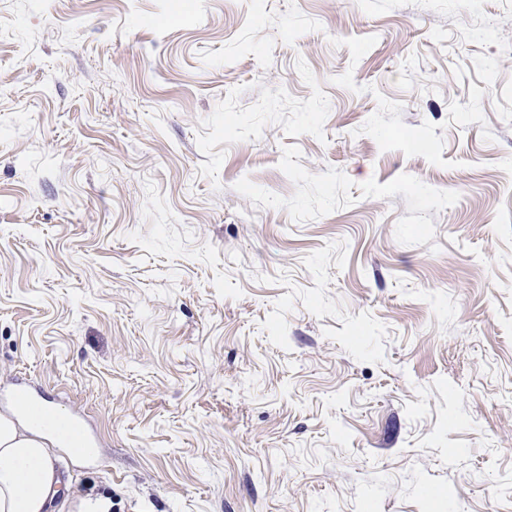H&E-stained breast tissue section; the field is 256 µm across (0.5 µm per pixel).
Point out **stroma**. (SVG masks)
I'll return each instance as SVG.
<instances>
[{
	"instance_id": "obj_1",
	"label": "stroma",
	"mask_w": 512,
	"mask_h": 512,
	"mask_svg": "<svg viewBox=\"0 0 512 512\" xmlns=\"http://www.w3.org/2000/svg\"><path fill=\"white\" fill-rule=\"evenodd\" d=\"M0 387L112 512H512V0H0Z\"/></svg>"
}]
</instances>
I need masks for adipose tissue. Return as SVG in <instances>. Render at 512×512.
<instances>
[{
  "mask_svg": "<svg viewBox=\"0 0 512 512\" xmlns=\"http://www.w3.org/2000/svg\"><path fill=\"white\" fill-rule=\"evenodd\" d=\"M46 434L0 417V512H57L61 478Z\"/></svg>",
  "mask_w": 512,
  "mask_h": 512,
  "instance_id": "1",
  "label": "adipose tissue"
}]
</instances>
